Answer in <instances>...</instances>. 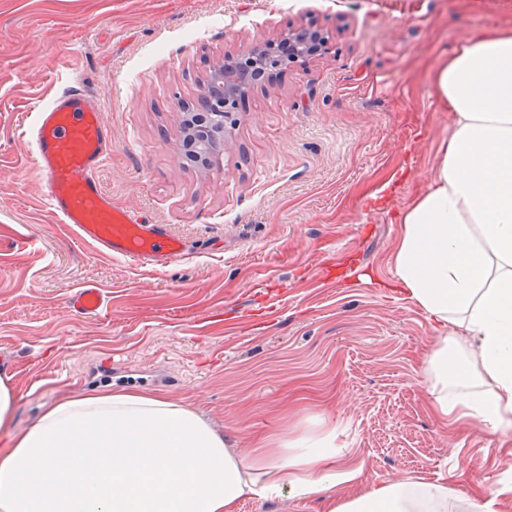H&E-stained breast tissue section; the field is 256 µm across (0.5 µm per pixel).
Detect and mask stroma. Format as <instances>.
I'll return each mask as SVG.
<instances>
[{
	"label": "stroma",
	"instance_id": "1",
	"mask_svg": "<svg viewBox=\"0 0 512 512\" xmlns=\"http://www.w3.org/2000/svg\"><path fill=\"white\" fill-rule=\"evenodd\" d=\"M291 24L320 27L326 53L240 102L222 165L177 163L179 106L209 66ZM499 24L512 0H0V369L16 427L108 384L166 392L242 450L332 426L328 466L362 468L356 486L237 512H331L403 477L447 485L448 512H466L512 480V435L434 415L433 331L391 286L398 216L451 132L429 73ZM76 78L105 103L104 186L168 225L183 259L140 267L54 222L25 126ZM89 281L97 317L66 304Z\"/></svg>",
	"mask_w": 512,
	"mask_h": 512
}]
</instances>
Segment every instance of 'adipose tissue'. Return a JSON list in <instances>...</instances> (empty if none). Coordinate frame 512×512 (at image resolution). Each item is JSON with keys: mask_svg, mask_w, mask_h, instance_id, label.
<instances>
[{"mask_svg": "<svg viewBox=\"0 0 512 512\" xmlns=\"http://www.w3.org/2000/svg\"><path fill=\"white\" fill-rule=\"evenodd\" d=\"M452 114L428 188L399 215L394 281L436 330L426 386L453 426L512 433V27L491 26L431 72ZM0 371V512H234L243 497L351 485L329 469L336 433L231 449L200 413L159 391L74 393L17 428ZM332 512H448V489L402 478Z\"/></svg>", "mask_w": 512, "mask_h": 512, "instance_id": "ef3b65f1", "label": "adipose tissue"}]
</instances>
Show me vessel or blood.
Returning a JSON list of instances; mask_svg holds the SVG:
<instances>
[{
  "label": "vessel or blood",
  "instance_id": "b4317fda",
  "mask_svg": "<svg viewBox=\"0 0 512 512\" xmlns=\"http://www.w3.org/2000/svg\"><path fill=\"white\" fill-rule=\"evenodd\" d=\"M100 97L74 82L39 107L29 128L32 160L52 216L97 251L145 266H160L183 255L182 241L167 225L152 224L118 206L100 172L111 148V130ZM76 312L96 316L105 297L85 283L68 300Z\"/></svg>",
  "mask_w": 512,
  "mask_h": 512
}]
</instances>
